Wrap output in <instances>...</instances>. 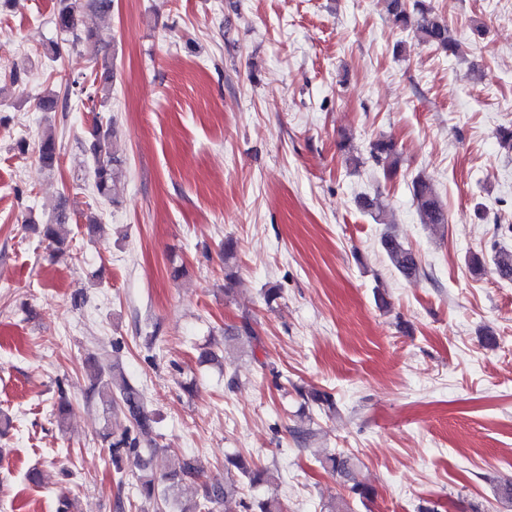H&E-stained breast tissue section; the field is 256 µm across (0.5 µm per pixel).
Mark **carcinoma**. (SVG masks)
<instances>
[{
	"instance_id": "1",
	"label": "carcinoma",
	"mask_w": 512,
	"mask_h": 512,
	"mask_svg": "<svg viewBox=\"0 0 512 512\" xmlns=\"http://www.w3.org/2000/svg\"><path fill=\"white\" fill-rule=\"evenodd\" d=\"M387 9L393 23L402 29H413L421 43L444 53L454 54L458 51L459 45L449 34L447 20L432 6L425 4V0H413L411 4L407 0H387ZM85 10L107 16L112 12V0H59L54 17L55 26L72 35L73 43L86 47L94 55L96 35L91 30L80 28L81 14ZM93 83L94 94L100 96L101 105H106L112 92V67L103 65L101 70L95 72ZM62 105L59 94L52 89L45 91L36 102V107L41 112H56ZM115 133L114 122L111 120L104 125L95 124L90 132L88 147L94 160V187L98 196L110 203L117 202L118 187L122 180V161L112 151ZM38 152L43 167H55L58 144L52 130L48 129L41 135ZM370 157L382 167L384 174L392 176L397 172L400 152L393 139L380 137L374 140L370 144ZM412 192L421 223L432 227L448 223V213L429 179L422 174L415 177L412 181ZM66 225L67 216L61 211L45 225V239L52 245L62 246L65 239L61 237V231ZM380 243L391 265L408 282L417 281L420 264L413 250L389 233L381 237ZM493 263L500 277L512 280V251L497 250ZM90 392L105 396L107 405L119 409L130 423L118 435H103V441L108 443L116 469H122L124 462L135 464V478L141 498L160 509L167 505L171 490L198 483L202 469L196 459L172 454L170 449L161 448L152 440L141 439V436L152 431L156 420L147 410L144 394L126 379L118 361L112 362V371L106 380L102 378V372H93ZM299 395L319 407L328 410L335 408L332 396L326 392L301 390ZM226 461L231 469L227 470L224 482L200 485L201 494L181 501L179 512H220L225 502L238 496L239 479H246L252 487L267 482L266 472L243 455H229ZM320 464L349 482V491L359 500L373 497V487L356 480L355 463L350 456L342 453L329 454ZM241 504L243 512H283L280 502L274 498L250 502L243 500Z\"/></svg>"
}]
</instances>
